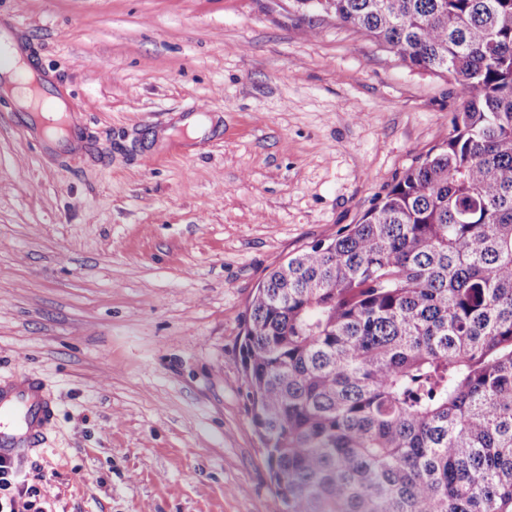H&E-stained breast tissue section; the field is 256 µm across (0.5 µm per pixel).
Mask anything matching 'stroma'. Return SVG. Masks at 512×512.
<instances>
[{"instance_id":"stroma-1","label":"stroma","mask_w":512,"mask_h":512,"mask_svg":"<svg viewBox=\"0 0 512 512\" xmlns=\"http://www.w3.org/2000/svg\"><path fill=\"white\" fill-rule=\"evenodd\" d=\"M89 146L0 96V380L58 402L44 512H281L244 399L268 273L450 130L453 84L291 0H0Z\"/></svg>"}]
</instances>
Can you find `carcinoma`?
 <instances>
[{
  "instance_id": "obj_1",
  "label": "carcinoma",
  "mask_w": 512,
  "mask_h": 512,
  "mask_svg": "<svg viewBox=\"0 0 512 512\" xmlns=\"http://www.w3.org/2000/svg\"><path fill=\"white\" fill-rule=\"evenodd\" d=\"M456 85L451 130L254 292L282 512H512V0H294Z\"/></svg>"
}]
</instances>
